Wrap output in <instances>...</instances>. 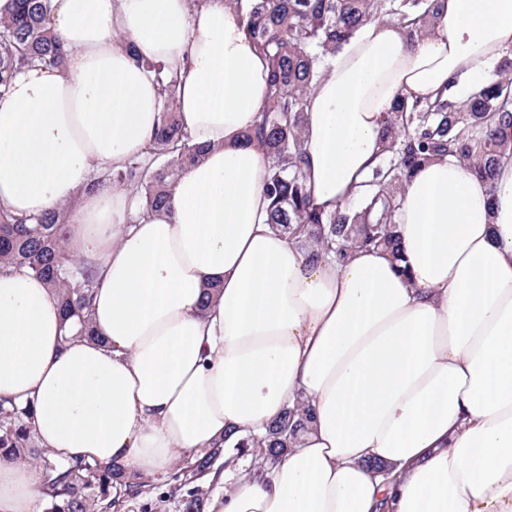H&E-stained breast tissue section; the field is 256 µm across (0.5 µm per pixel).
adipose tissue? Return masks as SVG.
I'll return each mask as SVG.
<instances>
[{
  "instance_id": "1",
  "label": "adipose tissue",
  "mask_w": 512,
  "mask_h": 512,
  "mask_svg": "<svg viewBox=\"0 0 512 512\" xmlns=\"http://www.w3.org/2000/svg\"><path fill=\"white\" fill-rule=\"evenodd\" d=\"M71 49L0 97V207L71 208L64 240L91 271L92 336L64 337L56 291L0 272V401L28 411L64 463L128 476L234 447L302 401L312 424L210 512H512V164L486 182L419 166L396 215L400 254L310 263L267 222L266 152L243 136L269 64L240 0H53ZM512 0H438L427 35L363 27L312 89L307 183L327 213L362 203L386 116L493 82ZM181 75L204 149L140 215L103 180L144 154L162 108L148 62ZM38 470L0 457V512H46Z\"/></svg>"
}]
</instances>
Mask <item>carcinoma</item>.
I'll return each mask as SVG.
<instances>
[{
    "mask_svg": "<svg viewBox=\"0 0 512 512\" xmlns=\"http://www.w3.org/2000/svg\"><path fill=\"white\" fill-rule=\"evenodd\" d=\"M434 0H249L246 29L270 63L268 100L248 141L261 143L271 157L264 179L269 200L268 224L295 240L311 263L334 254L344 261L356 248L378 247L399 257L394 215L403 181L420 164L453 157L478 176L492 180L498 167L512 161V53L498 64L499 79L466 98L439 94L433 100L402 104L385 122L380 161L373 168L370 202L356 212L324 214L308 190L307 155L302 136L307 97L327 72L328 59L374 21L414 22L409 40L423 35L435 20ZM51 0H0V97L17 72L40 64L60 67L68 57L63 42L48 27ZM156 73L163 108L146 152L162 164L154 171L140 157L111 174L113 183L136 193L155 211L169 200L180 173L197 163L203 149L183 130L178 115L179 77L162 67ZM67 210L33 218L0 211V270L25 267L59 293L64 320L78 319V334L92 335L88 309L94 280L85 271L73 276L63 259ZM310 408L298 403L271 421L264 435L249 437L241 447L271 458L294 447L310 423ZM33 434L28 413L0 403V453L15 458L28 453ZM217 447L198 456L189 476L206 475L222 455ZM43 494L49 512H109L112 485L139 492L145 484L127 482L117 466L83 461L61 470L50 454L40 456Z\"/></svg>",
    "mask_w": 512,
    "mask_h": 512,
    "instance_id": "obj_1",
    "label": "carcinoma"
}]
</instances>
